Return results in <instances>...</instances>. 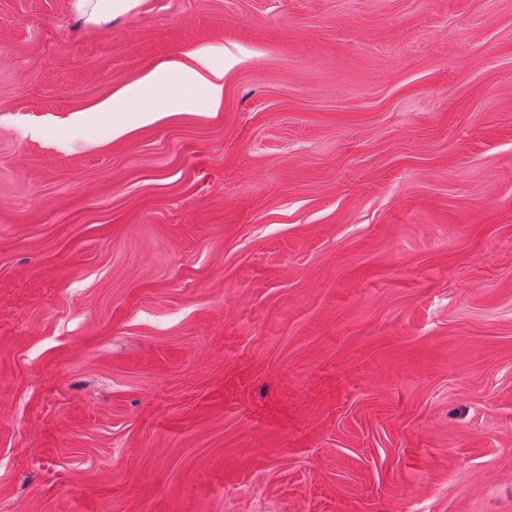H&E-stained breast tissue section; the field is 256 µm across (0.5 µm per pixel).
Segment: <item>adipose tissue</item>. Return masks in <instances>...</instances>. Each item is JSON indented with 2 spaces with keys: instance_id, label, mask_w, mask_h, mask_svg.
Masks as SVG:
<instances>
[{
  "instance_id": "adipose-tissue-1",
  "label": "adipose tissue",
  "mask_w": 512,
  "mask_h": 512,
  "mask_svg": "<svg viewBox=\"0 0 512 512\" xmlns=\"http://www.w3.org/2000/svg\"><path fill=\"white\" fill-rule=\"evenodd\" d=\"M189 57V63H175L166 71L150 73L102 104V111L116 116L113 136L157 120L162 97L178 107L203 104L214 112L220 109L224 99L223 49H197Z\"/></svg>"
}]
</instances>
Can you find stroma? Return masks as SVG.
<instances>
[{"label":"stroma","instance_id":"stroma-1","mask_svg":"<svg viewBox=\"0 0 512 512\" xmlns=\"http://www.w3.org/2000/svg\"><path fill=\"white\" fill-rule=\"evenodd\" d=\"M0 512H512V0H0ZM95 1L94 3H92ZM133 0H76V9L88 22H100L112 17V12L129 9ZM187 56L193 65L173 63L165 72L150 73L100 106L98 111L117 115L112 122L113 137L157 120L161 97L178 107L204 104L212 112L220 109L224 99L223 48L197 49Z\"/></svg>","mask_w":512,"mask_h":512}]
</instances>
